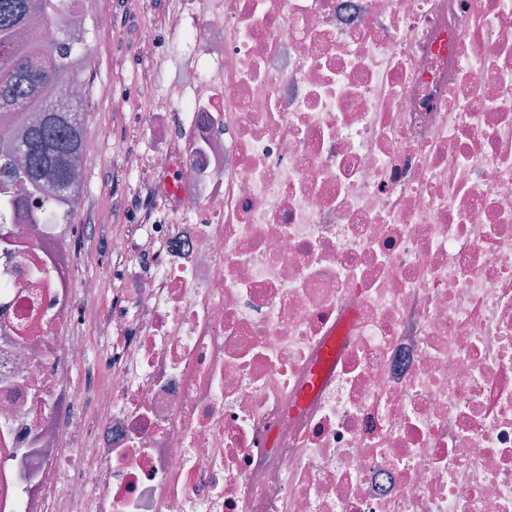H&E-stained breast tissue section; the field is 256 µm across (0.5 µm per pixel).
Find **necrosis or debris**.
<instances>
[{"label": "necrosis or debris", "mask_w": 512, "mask_h": 512, "mask_svg": "<svg viewBox=\"0 0 512 512\" xmlns=\"http://www.w3.org/2000/svg\"><path fill=\"white\" fill-rule=\"evenodd\" d=\"M161 28L176 90L122 153L152 222L95 277L80 226H0V512H512V0ZM90 343L93 351L86 358L73 361L71 363V376L74 379L83 381L89 387L92 386L99 378L100 372L97 367L95 355L97 351L108 346L109 340L107 336H91Z\"/></svg>", "instance_id": "1"}]
</instances>
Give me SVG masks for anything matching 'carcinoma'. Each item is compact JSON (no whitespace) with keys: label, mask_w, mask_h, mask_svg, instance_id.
I'll return each mask as SVG.
<instances>
[{"label":"carcinoma","mask_w":512,"mask_h":512,"mask_svg":"<svg viewBox=\"0 0 512 512\" xmlns=\"http://www.w3.org/2000/svg\"><path fill=\"white\" fill-rule=\"evenodd\" d=\"M80 0H0V113L20 117L37 111L20 138L0 128V172L8 180L42 191L41 223L55 224L77 176L75 160L85 135L83 107L64 102L56 88L81 82L89 59L86 34L66 26Z\"/></svg>","instance_id":"obj_1"}]
</instances>
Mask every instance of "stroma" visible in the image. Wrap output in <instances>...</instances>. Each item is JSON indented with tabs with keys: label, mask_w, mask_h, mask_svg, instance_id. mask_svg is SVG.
<instances>
[{
	"label": "stroma",
	"mask_w": 512,
	"mask_h": 512,
	"mask_svg": "<svg viewBox=\"0 0 512 512\" xmlns=\"http://www.w3.org/2000/svg\"><path fill=\"white\" fill-rule=\"evenodd\" d=\"M171 0H86L84 15L89 27L90 64L87 135L101 142L102 150L86 168L87 201L70 218L85 228V251L89 259L84 275L96 274L91 259L105 251L111 228L127 223L131 214L151 216L157 194L147 181L137 190L124 192L127 175L122 151L141 149L150 136L147 105L151 95L167 87L174 67L168 50L174 42L161 32L152 51L137 41L140 25L153 23Z\"/></svg>",
	"instance_id": "1"
}]
</instances>
